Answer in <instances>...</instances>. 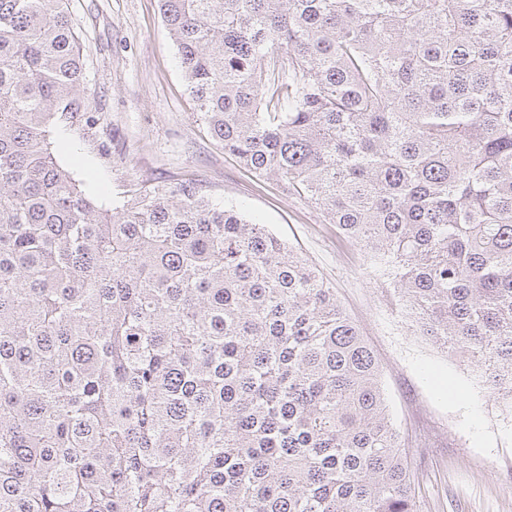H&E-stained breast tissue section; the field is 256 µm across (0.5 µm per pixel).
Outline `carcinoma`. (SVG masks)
<instances>
[{
  "label": "carcinoma",
  "mask_w": 512,
  "mask_h": 512,
  "mask_svg": "<svg viewBox=\"0 0 512 512\" xmlns=\"http://www.w3.org/2000/svg\"><path fill=\"white\" fill-rule=\"evenodd\" d=\"M199 120L512 401V0H158ZM67 0H0V512H417L322 274L193 179L108 211Z\"/></svg>",
  "instance_id": "carcinoma-1"
}]
</instances>
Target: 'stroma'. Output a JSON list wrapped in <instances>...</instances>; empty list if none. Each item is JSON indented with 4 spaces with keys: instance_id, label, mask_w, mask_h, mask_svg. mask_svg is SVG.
<instances>
[{
    "instance_id": "35a3bbf8",
    "label": "stroma",
    "mask_w": 512,
    "mask_h": 512,
    "mask_svg": "<svg viewBox=\"0 0 512 512\" xmlns=\"http://www.w3.org/2000/svg\"><path fill=\"white\" fill-rule=\"evenodd\" d=\"M69 10L91 120L50 141L75 183L106 209L131 185L181 178L243 205L317 267L373 349L419 512H512V404L476 364L420 335L359 246L313 205L245 173L210 138L157 0H69Z\"/></svg>"
}]
</instances>
